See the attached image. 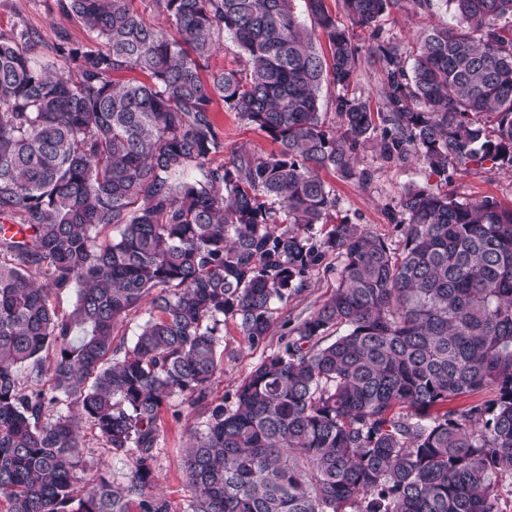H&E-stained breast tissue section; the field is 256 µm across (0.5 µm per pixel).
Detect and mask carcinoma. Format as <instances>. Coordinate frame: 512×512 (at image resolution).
Here are the masks:
<instances>
[{"instance_id":"cac0c4a2","label":"carcinoma","mask_w":512,"mask_h":512,"mask_svg":"<svg viewBox=\"0 0 512 512\" xmlns=\"http://www.w3.org/2000/svg\"><path fill=\"white\" fill-rule=\"evenodd\" d=\"M64 0L97 45L0 36V502L4 512H169L149 493L158 418L223 372L219 325L258 345L275 305L329 255L338 286L186 446L189 512H499L512 475V205L413 186L397 248L333 219L320 171L358 150L429 170L512 169V0H441L453 22L409 50L377 23L403 0H343L370 30L383 103L350 97L359 60L326 0ZM163 18L147 21L146 15ZM237 66L209 60L221 36ZM340 90L339 129L322 118ZM276 149L213 164L216 101ZM489 115L492 129L479 121ZM119 229L99 241V230ZM77 286L63 314L52 297ZM148 302L132 347L121 317ZM85 335L71 340V330ZM345 334L328 341L333 328ZM26 369L20 380V369ZM489 390L463 409L454 399ZM132 459L81 483V425Z\"/></svg>"}]
</instances>
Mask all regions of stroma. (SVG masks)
<instances>
[{
    "label": "stroma",
    "instance_id": "stroma-1",
    "mask_svg": "<svg viewBox=\"0 0 512 512\" xmlns=\"http://www.w3.org/2000/svg\"><path fill=\"white\" fill-rule=\"evenodd\" d=\"M444 6L435 5L424 12L404 0L401 8L392 9L381 17L379 24L385 37L404 44L412 42L422 29L434 22L450 21ZM27 27L40 37L38 52L51 57L60 42L75 45H94V37L60 7V0H0V34L12 35L19 27ZM214 117L224 137V150L262 156L274 145L265 133L216 104ZM358 167L365 180L344 179L332 172L323 178L336 198L337 219L360 225L371 234L399 246L403 231L391 219L404 188L416 185L453 196L458 200L489 198L502 204L512 203V173L491 172L475 167L449 171L447 178L431 173L422 161L408 159L386 162L379 159L372 147L358 152ZM339 263L327 257L305 282L302 290L288 300L278 303L277 319L265 344L253 346L241 334L235 320L221 325L220 348L224 371L208 389L207 403H232L233 394L241 381L271 351L290 324L308 317L333 293L338 283ZM206 415L203 407L189 405L181 394L171 395L162 407L158 426L160 439L155 452L154 489L162 494L170 512H188L190 492L183 473V454L192 430H203ZM86 466L80 477L91 482L104 473L117 484L125 483L132 466L130 459L103 453L91 428H84Z\"/></svg>",
    "mask_w": 512,
    "mask_h": 512
}]
</instances>
